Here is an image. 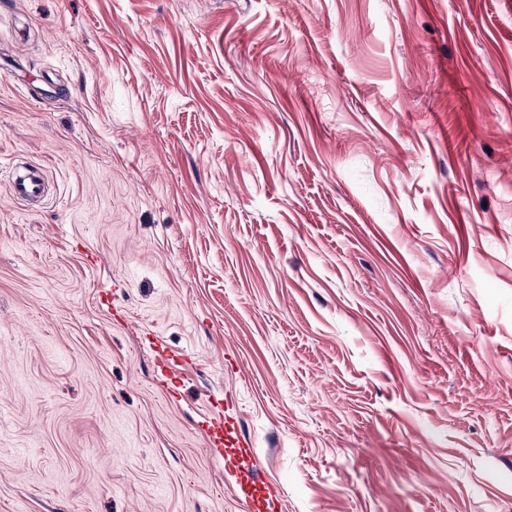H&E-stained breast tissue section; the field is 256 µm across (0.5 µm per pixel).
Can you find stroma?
Instances as JSON below:
<instances>
[{"instance_id":"35a3bbf8","label":"stroma","mask_w":512,"mask_h":512,"mask_svg":"<svg viewBox=\"0 0 512 512\" xmlns=\"http://www.w3.org/2000/svg\"><path fill=\"white\" fill-rule=\"evenodd\" d=\"M240 437L512 512V0H0V512H253ZM32 168L27 175L14 176L12 174L10 176L9 190L15 200L21 202L44 200L48 179L47 173L39 167Z\"/></svg>"}]
</instances>
